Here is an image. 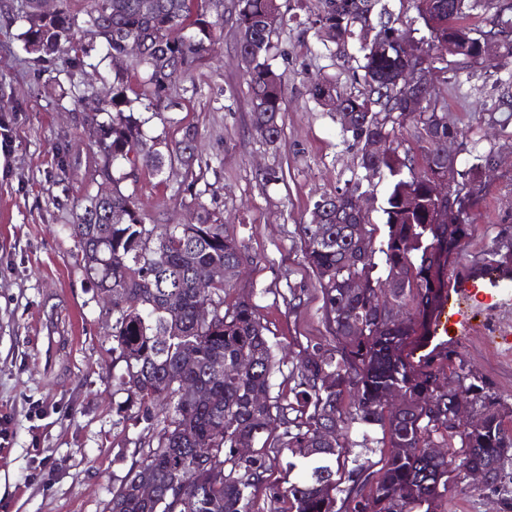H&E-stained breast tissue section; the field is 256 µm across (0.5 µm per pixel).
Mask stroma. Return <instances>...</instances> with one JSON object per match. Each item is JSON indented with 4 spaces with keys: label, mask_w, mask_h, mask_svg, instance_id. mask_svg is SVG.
I'll list each match as a JSON object with an SVG mask.
<instances>
[{
    "label": "stroma",
    "mask_w": 512,
    "mask_h": 512,
    "mask_svg": "<svg viewBox=\"0 0 512 512\" xmlns=\"http://www.w3.org/2000/svg\"><path fill=\"white\" fill-rule=\"evenodd\" d=\"M281 3L289 20L275 49L274 65L284 74L278 141L267 143L251 123L234 0H224L210 52L170 90L169 109L144 127L172 145L194 133L192 165L169 161L159 172L142 166L121 188L135 196L146 223H194L202 203L245 241L249 259L230 295L249 298L272 330L283 360L273 390L286 394L294 363L330 338L298 227L315 201L350 177L356 152L309 95L311 77L336 78L346 87L347 71L310 50V37L295 22L305 13L299 0ZM25 9L26 0H0V122L8 130L0 135V416L8 420L0 441V512H108L132 465L137 431L117 411L123 396L112 379V314L76 259L75 204L101 183L102 161L70 87L89 82L101 100L110 99L112 62L96 50L76 78L60 58L38 71L20 39ZM491 85L479 75L460 77L447 92L449 120L474 124ZM481 134L504 150L472 216L465 265L496 224L512 222V132L486 127ZM64 141L69 169L61 182L56 147ZM268 167L282 171V181H263ZM465 306L491 313L501 333L490 342L457 325L448 341L460 345L468 365L503 396H512V304L484 288ZM448 512L500 509L495 495L463 475Z\"/></svg>",
    "instance_id": "stroma-1"
}]
</instances>
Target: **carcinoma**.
<instances>
[{
  "label": "carcinoma",
  "instance_id": "cac0c4a2",
  "mask_svg": "<svg viewBox=\"0 0 512 512\" xmlns=\"http://www.w3.org/2000/svg\"><path fill=\"white\" fill-rule=\"evenodd\" d=\"M140 2L88 0L80 18L71 0H58L50 17L24 13L21 33L24 48L36 47L37 63L65 53L72 71L87 65L98 45L110 58L123 55L130 39L141 47L142 79L133 81L127 68L112 71V99L89 120L110 186L83 197L74 224L87 276L112 291V368L126 394L118 412L138 408L140 458L112 494L110 512H252L261 489L288 498L292 512H445L448 463L457 459L506 472L508 483L490 492L501 512H512V405L467 367L460 345L429 346L449 272L473 239L472 214L489 191L483 170L502 150L474 138V128L448 123L441 88L450 78L505 68L512 58V0H399L414 13L408 30L390 0H317L308 15L305 31L316 50L356 63L348 68L356 90L317 78L310 96L339 124L357 162L336 194L314 202L309 222L300 225L332 342L314 344L292 368L288 399L272 395L274 344L256 305L245 297L226 300L246 246L202 204L195 224H147L120 187L127 166L159 171L167 155L193 159V135L168 149L145 134L146 119L133 103L145 100L151 112L167 108L171 86L210 50L217 27L211 6L223 0H156L152 12ZM489 10L484 25L467 23ZM236 23L252 123L266 127L274 143L285 112L283 74L270 62L272 38L285 23L281 4L237 0ZM492 42L500 54L489 53ZM427 69L437 72L438 87L415 112L406 102L420 85H408L406 77ZM491 89L482 120L505 129L512 124V71ZM374 137L387 145L370 155L364 145ZM463 152L468 161L451 190L444 181ZM383 181L378 240L368 213L354 211L351 199L374 194ZM453 209L463 223L444 222ZM214 265L228 275L206 288L202 275ZM471 268L512 274V224L496 225ZM203 297L214 305L208 322L196 317ZM391 300L407 303L410 314L394 317ZM410 346L430 350L412 361ZM219 360L222 373L214 370ZM165 390L170 401L159 409L157 394ZM393 392L402 405L387 414ZM459 414L472 420L463 423ZM201 445L208 448L204 456L197 453ZM256 446L248 457L237 452ZM432 448H446L448 456L437 458ZM369 451L380 458L371 460ZM285 452L288 471L298 477L280 487L269 482V472ZM145 484L155 487L154 496H142Z\"/></svg>",
  "mask_w": 512,
  "mask_h": 512
}]
</instances>
